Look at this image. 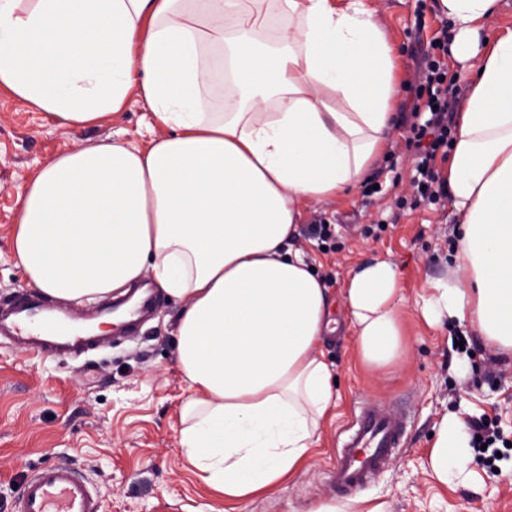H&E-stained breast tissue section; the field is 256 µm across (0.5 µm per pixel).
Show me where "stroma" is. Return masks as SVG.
<instances>
[{"label": "stroma", "instance_id": "35a3bbf8", "mask_svg": "<svg viewBox=\"0 0 512 512\" xmlns=\"http://www.w3.org/2000/svg\"><path fill=\"white\" fill-rule=\"evenodd\" d=\"M391 40L404 80L396 112H412L424 51L446 23L438 0H367ZM147 105L73 128L0 90V304L33 295L13 253L17 200L36 170L58 154L101 140L147 145L154 127ZM409 122H397L359 186L346 196L304 208L295 245L342 295L361 265H395L406 295L405 352L382 370L357 356L344 312L320 350L336 367L338 399L320 443L294 477L242 504V512H313L325 501L354 508L358 496L387 512H512V362L476 334L455 340L452 323L428 326L415 300L427 279L453 265L459 218L450 195L415 204V148ZM330 227L329 238L317 228ZM153 319L135 336L114 335L87 359H64L0 344V512H12L24 478L44 465L65 463L90 480L101 512H212L216 501L183 457L179 408L187 387L175 362L172 331L180 304L158 294ZM367 400L407 404L401 448L362 492L337 494L329 463L359 405ZM448 413L485 418L503 439L495 451H474L470 474L441 483L427 464L436 423Z\"/></svg>", "mask_w": 512, "mask_h": 512}]
</instances>
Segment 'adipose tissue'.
Segmentation results:
<instances>
[{"label":"adipose tissue","mask_w":512,"mask_h":512,"mask_svg":"<svg viewBox=\"0 0 512 512\" xmlns=\"http://www.w3.org/2000/svg\"><path fill=\"white\" fill-rule=\"evenodd\" d=\"M499 0H439L449 52L474 73L448 186L462 233L449 277L420 296L512 359V28L473 37ZM277 45L257 34L262 15ZM232 50L236 101L210 111ZM0 88L81 127L145 102L160 135L57 156L19 199L12 249L30 287L98 302L152 279L181 304L177 363L186 461L224 512L267 494L309 458L336 403L319 347L333 299L294 236L305 207L349 193L395 127L396 55L363 0H0ZM406 297L377 260L343 294L360 359L401 355ZM471 436L435 427L440 481L467 473Z\"/></svg>","instance_id":"adipose-tissue-1"}]
</instances>
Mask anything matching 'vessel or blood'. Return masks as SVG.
Wrapping results in <instances>:
<instances>
[{"label": "vessel or blood", "mask_w": 512, "mask_h": 512, "mask_svg": "<svg viewBox=\"0 0 512 512\" xmlns=\"http://www.w3.org/2000/svg\"><path fill=\"white\" fill-rule=\"evenodd\" d=\"M83 317L67 304L45 307L36 298L13 301L0 309V340L17 348H39L59 356L80 357L103 344L100 336L81 332ZM406 410L381 403L364 404L336 450L331 469L337 492L364 486L387 464L406 433ZM14 512H100L95 487L69 466L53 464L28 474Z\"/></svg>", "instance_id": "vessel-or-blood-1"}]
</instances>
